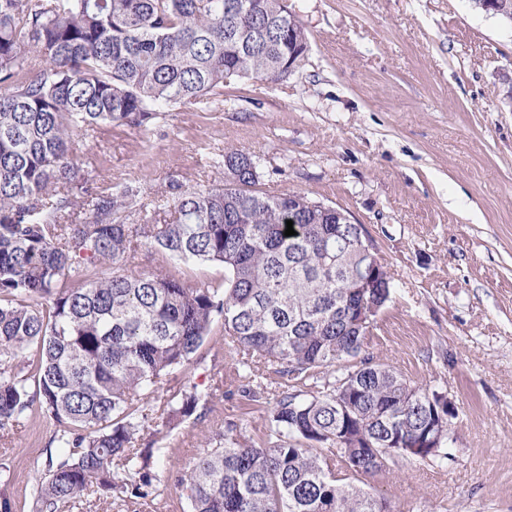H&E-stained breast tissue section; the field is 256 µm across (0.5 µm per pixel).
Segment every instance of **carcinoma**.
Here are the masks:
<instances>
[{"label": "carcinoma", "instance_id": "1", "mask_svg": "<svg viewBox=\"0 0 512 512\" xmlns=\"http://www.w3.org/2000/svg\"><path fill=\"white\" fill-rule=\"evenodd\" d=\"M309 51L288 0H0V441L36 421L61 449L36 512H71L97 493L139 512L158 499L154 421L190 418L203 400L189 370L215 320L240 359L218 377L249 398L268 373L311 390L277 391L268 446L229 423L175 484L190 512H389L336 478L393 451L445 459L448 396L392 366L356 358L349 321L385 304L352 272L358 224L321 202L256 188L252 156L224 152V184L171 186L174 218L127 223L139 190L78 178L74 137L99 123L145 127L159 108L224 93L233 77L284 79ZM295 235H284L286 221ZM150 245L175 262L218 263L224 281L187 287L132 275Z\"/></svg>", "mask_w": 512, "mask_h": 512}]
</instances>
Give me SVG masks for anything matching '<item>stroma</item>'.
Wrapping results in <instances>:
<instances>
[{
  "mask_svg": "<svg viewBox=\"0 0 512 512\" xmlns=\"http://www.w3.org/2000/svg\"><path fill=\"white\" fill-rule=\"evenodd\" d=\"M309 52L288 79L234 78L220 97L165 107L145 128L100 124L76 139L80 175L139 187L131 223L164 222L171 185L222 183L224 152L257 163L268 194L299 192L359 224L391 278L363 356L457 408L442 461L399 457L360 484L391 512H512V27L472 0H288ZM184 284L224 278L217 264L164 262L143 249L130 273L158 267ZM192 368L208 401L156 435L161 512H190L174 485L226 423L265 446L281 377L257 400L213 391L237 354L214 324ZM49 428L0 446V500L33 512Z\"/></svg>",
  "mask_w": 512,
  "mask_h": 512,
  "instance_id": "obj_1",
  "label": "stroma"
}]
</instances>
